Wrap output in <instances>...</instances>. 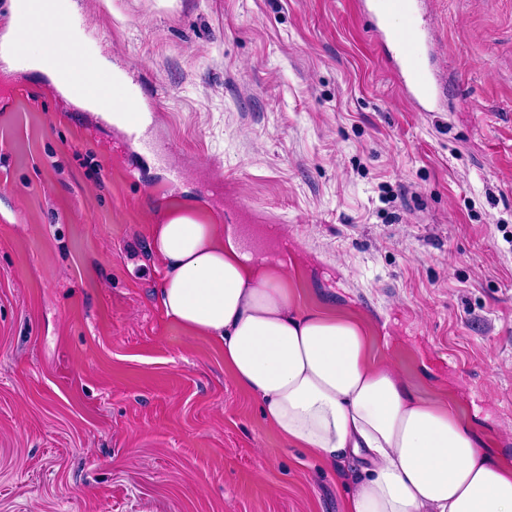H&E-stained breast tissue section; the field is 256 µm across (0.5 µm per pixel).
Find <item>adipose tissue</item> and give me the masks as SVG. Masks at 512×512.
<instances>
[{
    "mask_svg": "<svg viewBox=\"0 0 512 512\" xmlns=\"http://www.w3.org/2000/svg\"><path fill=\"white\" fill-rule=\"evenodd\" d=\"M158 299L214 339L265 422L324 464H354L345 512H512V466L448 406L417 397L374 360L353 319L301 307L283 265L243 250L187 204L153 225Z\"/></svg>",
    "mask_w": 512,
    "mask_h": 512,
    "instance_id": "obj_1",
    "label": "adipose tissue"
}]
</instances>
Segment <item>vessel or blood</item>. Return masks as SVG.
<instances>
[{"mask_svg":"<svg viewBox=\"0 0 512 512\" xmlns=\"http://www.w3.org/2000/svg\"><path fill=\"white\" fill-rule=\"evenodd\" d=\"M419 3L420 0H355L360 13L372 14L374 32L402 94L416 111L425 112L437 99L439 83L421 34L417 13ZM34 9L43 15L45 32L36 35L29 14L17 16L12 45L20 58L34 42H41L51 49L57 47L61 39L69 40L74 36L72 25L64 18L63 0H39ZM62 64L74 74L67 86L72 96L85 95L90 84L108 85L112 82L109 73L96 67L92 55L86 54L76 60L66 58Z\"/></svg>","mask_w":512,"mask_h":512,"instance_id":"obj_1","label":"vessel or blood"}]
</instances>
